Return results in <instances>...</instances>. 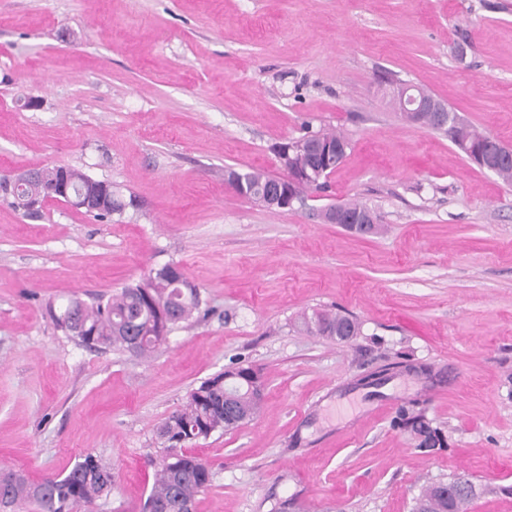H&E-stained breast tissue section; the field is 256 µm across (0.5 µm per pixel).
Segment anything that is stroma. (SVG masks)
I'll return each mask as SVG.
<instances>
[{
    "mask_svg": "<svg viewBox=\"0 0 512 512\" xmlns=\"http://www.w3.org/2000/svg\"><path fill=\"white\" fill-rule=\"evenodd\" d=\"M389 77L512 146V0H0V176L65 164L139 202L102 223L0 198V469L39 480L92 452L118 474L96 512H141L158 425L242 362L263 403L186 445L213 473L196 512H411L460 475L486 488L469 512H512V184L404 121ZM328 129L351 148L303 203L225 183L284 176L274 145ZM354 200L379 233L323 221ZM170 262L204 304L150 357L85 349L45 314ZM322 309L360 335L300 330ZM404 408L445 446L417 449ZM230 175L235 173L237 175V184L229 182L231 186L239 195L253 201L258 200V195L265 189L271 182L283 180L288 184V173L284 177H275L259 170H248L246 172H238L230 170ZM261 205L268 209H286L291 208L295 202L301 201L298 196L294 195L283 185H279L277 189L269 188L264 192L258 200Z\"/></svg>",
    "mask_w": 512,
    "mask_h": 512,
    "instance_id": "35a3bbf8",
    "label": "stroma"
}]
</instances>
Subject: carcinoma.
<instances>
[{
  "instance_id": "1",
  "label": "carcinoma",
  "mask_w": 512,
  "mask_h": 512,
  "mask_svg": "<svg viewBox=\"0 0 512 512\" xmlns=\"http://www.w3.org/2000/svg\"><path fill=\"white\" fill-rule=\"evenodd\" d=\"M450 142L474 164H480V143L486 135L470 122L460 119L458 125L443 130ZM277 177L259 170L237 173V182L229 183L239 195L255 202L258 195ZM106 195L105 212L93 217L104 221L121 216L134 198L103 180L95 181ZM40 184L27 182L19 191V199L11 205L30 218L40 213L26 208L25 202L38 195ZM185 277L182 268L166 264L150 272L134 285L115 295H101L87 302L75 296L55 305L50 302L46 313L56 328L72 335L70 322L80 313L87 330L78 337L88 347H115L135 356H145L164 344L169 333L199 311L203 299L198 287L182 288L178 279ZM352 317L341 313L313 311L302 318L309 333L329 338L349 328ZM262 386L259 374L250 366H239L221 372L200 384L188 396L184 405L162 421L165 431L158 432L168 443V454L155 470L154 480L142 512H184L196 509V497L210 483L208 465L193 454L176 451V446L206 440L215 433L232 427L224 425V403L243 409L248 417L256 415L261 401L257 388ZM116 475L112 465L92 452L78 457L63 476L31 479L23 470L0 471V512H19L32 504L37 512H92L95 503L112 494ZM480 494L471 480L455 477L449 482L425 486L415 499L412 512H465V507Z\"/></svg>"
}]
</instances>
